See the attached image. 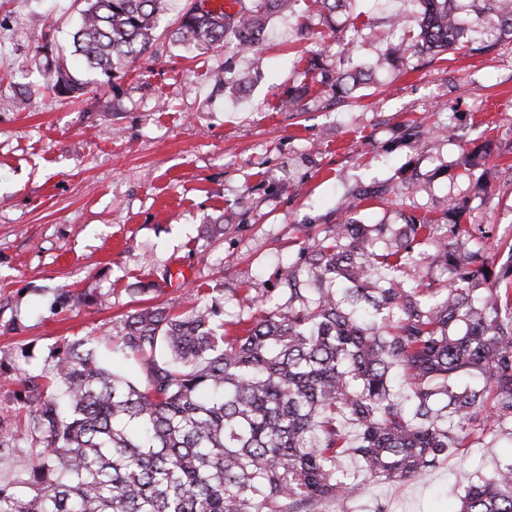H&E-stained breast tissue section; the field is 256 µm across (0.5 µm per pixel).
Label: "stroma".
Returning a JSON list of instances; mask_svg holds the SVG:
<instances>
[{
  "label": "stroma",
  "instance_id": "obj_1",
  "mask_svg": "<svg viewBox=\"0 0 512 512\" xmlns=\"http://www.w3.org/2000/svg\"><path fill=\"white\" fill-rule=\"evenodd\" d=\"M194 2L167 0L149 52L69 98L47 85L84 0H0V369L40 372L70 336L104 337L111 353L127 312L185 311L193 288L221 289L235 321L245 293L277 295L304 225L341 223L348 205L360 223L397 224L465 202L474 244L512 261V39L394 64L415 0L333 14L298 0L250 51L189 53L171 34ZM352 58L372 75L340 99ZM299 91L298 110L283 109ZM485 142L467 172L463 150ZM219 217L223 237L201 238ZM61 289L89 301L57 308ZM510 456L484 434L409 482L368 484L356 512H456V472Z\"/></svg>",
  "mask_w": 512,
  "mask_h": 512
}]
</instances>
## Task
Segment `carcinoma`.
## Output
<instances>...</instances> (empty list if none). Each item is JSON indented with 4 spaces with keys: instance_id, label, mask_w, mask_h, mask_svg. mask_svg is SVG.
Listing matches in <instances>:
<instances>
[{
    "instance_id": "carcinoma-1",
    "label": "carcinoma",
    "mask_w": 512,
    "mask_h": 512,
    "mask_svg": "<svg viewBox=\"0 0 512 512\" xmlns=\"http://www.w3.org/2000/svg\"><path fill=\"white\" fill-rule=\"evenodd\" d=\"M296 0H252L237 14L190 7L174 31L188 51L232 37L249 50L271 13ZM417 35L394 49L441 54L469 32L512 38V0H479L473 28L455 0H417ZM165 0H89L71 53L110 81L152 47ZM51 89L77 97L89 81L56 57ZM367 71L336 75L351 94ZM466 209L446 233L428 217L403 224L348 218L309 225L279 293L243 305L260 315L230 335L217 298L190 310L128 313L118 340L144 376L103 366L99 341L72 336L39 374L17 366L23 390L0 417V460L29 465L0 479V512H322L375 481L404 483L478 441L489 426L512 447V264L494 273L468 248ZM426 261L450 283L404 279ZM357 458L362 473L344 469ZM457 512H512V457L490 476L460 474Z\"/></svg>"
}]
</instances>
